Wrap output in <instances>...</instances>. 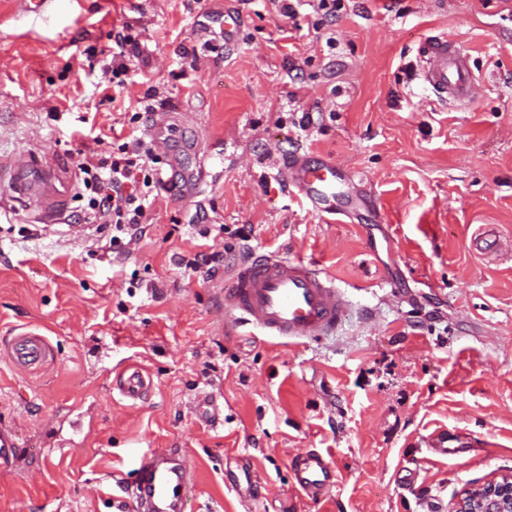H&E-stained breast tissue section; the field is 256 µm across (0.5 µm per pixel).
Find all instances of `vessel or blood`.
<instances>
[{"label":"vessel or blood","instance_id":"1","mask_svg":"<svg viewBox=\"0 0 512 512\" xmlns=\"http://www.w3.org/2000/svg\"><path fill=\"white\" fill-rule=\"evenodd\" d=\"M417 72L422 84L437 98L460 105L473 104L479 86L470 65V54L459 42L435 36L418 47ZM35 161L14 163L9 179L16 193H32ZM279 174L291 191L299 194L309 210L323 223H336L355 205L357 197L343 169L323 156L296 153L284 158ZM67 198L66 190L52 189L41 197L40 221L56 223ZM227 324L249 326L262 335L302 344L328 335L342 321L347 306L345 289L312 261L288 259L276 253L247 258L224 276L221 288ZM9 356L18 367L40 365L45 342L37 335L22 334L10 341ZM149 384L142 371L127 368L117 389L124 398L142 399ZM427 448L438 457L453 459L471 456L473 444L445 430L433 432ZM22 445L15 427L0 424V470L11 467ZM294 489L318 500L336 484L334 461L309 449L291 460ZM134 490L126 512H184L194 483L176 452L144 455L136 469Z\"/></svg>","mask_w":512,"mask_h":512}]
</instances>
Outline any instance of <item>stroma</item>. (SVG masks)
<instances>
[{
	"instance_id": "35a3bbf8",
	"label": "stroma",
	"mask_w": 512,
	"mask_h": 512,
	"mask_svg": "<svg viewBox=\"0 0 512 512\" xmlns=\"http://www.w3.org/2000/svg\"><path fill=\"white\" fill-rule=\"evenodd\" d=\"M224 2L47 0L35 14L0 0V162L75 174L78 152H112L81 118L149 141L128 118L150 104L186 113L179 141L201 147L187 197L159 193L123 254L84 202L46 229L0 198V423L23 444L0 512H113L115 476L174 448L195 479L186 512H427L435 497L452 512L463 488L512 471V252L475 244L488 229L512 239V0H340L325 23L307 5L292 21L278 0H236L246 22L229 54ZM118 31L139 56L113 104L90 69ZM439 34L486 87L470 107L415 75L418 43ZM186 50L197 70L179 71ZM296 151L363 177L366 204L322 223L273 165ZM213 250L315 262L347 290L342 324L293 346L226 328L223 274L186 266ZM388 274L397 294L379 286ZM26 333L50 346L40 367L9 359ZM129 366L152 381L136 402L112 385ZM202 393L217 425L193 410ZM442 429L478 442L477 459L431 454ZM313 448L336 464L317 501L291 487L292 457ZM246 463L260 496L226 484Z\"/></svg>"
}]
</instances>
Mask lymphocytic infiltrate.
<instances>
[{
	"instance_id": "obj_1",
	"label": "lymphocytic infiltrate",
	"mask_w": 512,
	"mask_h": 512,
	"mask_svg": "<svg viewBox=\"0 0 512 512\" xmlns=\"http://www.w3.org/2000/svg\"><path fill=\"white\" fill-rule=\"evenodd\" d=\"M139 43L127 33H117L112 41L111 61L102 77L115 93L127 85L129 61ZM162 158L141 139L125 142L111 155L84 154L76 161L80 184L87 193V212L93 223L111 227L112 247L122 250L125 242L138 239L146 219L149 189L163 186Z\"/></svg>"
}]
</instances>
